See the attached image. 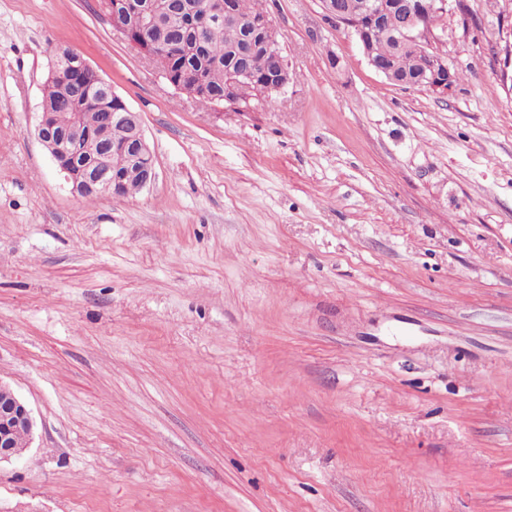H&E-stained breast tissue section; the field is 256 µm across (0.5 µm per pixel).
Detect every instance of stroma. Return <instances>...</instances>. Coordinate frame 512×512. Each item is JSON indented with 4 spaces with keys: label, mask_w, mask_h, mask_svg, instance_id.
Listing matches in <instances>:
<instances>
[{
    "label": "stroma",
    "mask_w": 512,
    "mask_h": 512,
    "mask_svg": "<svg viewBox=\"0 0 512 512\" xmlns=\"http://www.w3.org/2000/svg\"><path fill=\"white\" fill-rule=\"evenodd\" d=\"M290 74L188 99L99 0H0V381L37 432L0 512H512V0H460L452 94L266 0ZM139 112L156 178L75 195L53 52Z\"/></svg>",
    "instance_id": "stroma-1"
}]
</instances>
